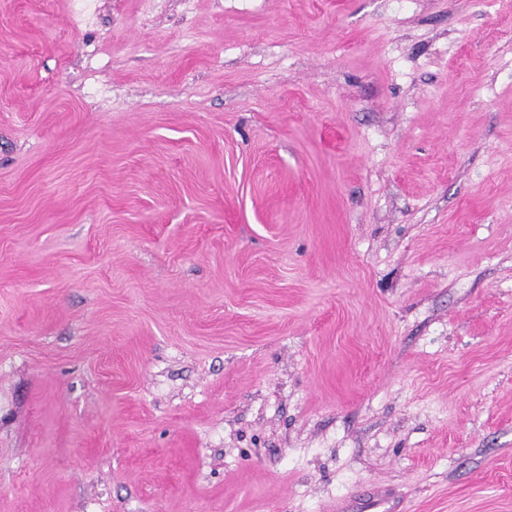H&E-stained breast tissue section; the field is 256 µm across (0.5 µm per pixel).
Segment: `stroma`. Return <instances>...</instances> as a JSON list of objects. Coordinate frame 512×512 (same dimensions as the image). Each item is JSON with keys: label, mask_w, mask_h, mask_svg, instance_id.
I'll list each match as a JSON object with an SVG mask.
<instances>
[{"label": "stroma", "mask_w": 512, "mask_h": 512, "mask_svg": "<svg viewBox=\"0 0 512 512\" xmlns=\"http://www.w3.org/2000/svg\"><path fill=\"white\" fill-rule=\"evenodd\" d=\"M512 512V0H0V512ZM370 489L364 500V511L368 512H399L397 506L391 500L390 496L382 488L370 484Z\"/></svg>", "instance_id": "35a3bbf8"}]
</instances>
